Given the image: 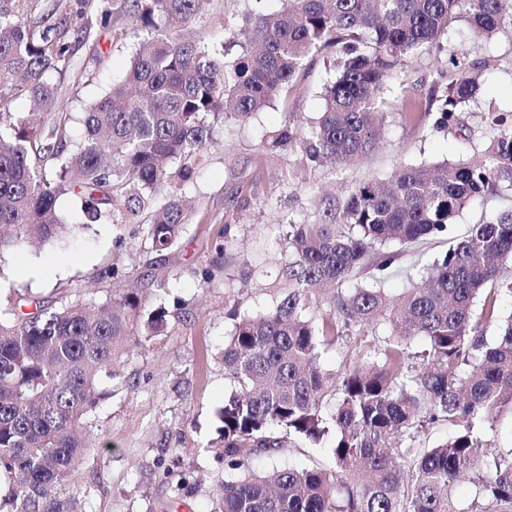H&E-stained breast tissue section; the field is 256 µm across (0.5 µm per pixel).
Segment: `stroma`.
Here are the masks:
<instances>
[{"label": "stroma", "instance_id": "35a3bbf8", "mask_svg": "<svg viewBox=\"0 0 512 512\" xmlns=\"http://www.w3.org/2000/svg\"><path fill=\"white\" fill-rule=\"evenodd\" d=\"M280 6V0H205L187 34L206 41L226 37L246 15ZM70 13L74 24L94 22L89 37L75 46L73 67L52 78L77 139L82 112L122 78L143 33L119 14L98 22L99 0H71ZM446 41L397 70L386 96L383 142L352 166H314L299 151L264 147L283 123L303 129L320 116L324 88L337 73L335 53L325 51L307 59L287 101H274L247 122L229 119L216 126L206 160L184 190L195 210L175 248L146 254L135 224L79 227L71 197L63 196L57 210L72 224L70 234L39 248L21 246L0 259V310L18 293L57 305L79 298L99 304L132 287L145 307L162 304L169 311L168 334L125 357L123 383L113 384L111 395L85 420L98 444L77 486L85 512H211L226 477L215 444L216 412L232 385L222 361L234 324L229 312L236 307L256 315L285 297L289 223L317 221L352 183L388 178L405 165L467 159L493 136L491 116L512 114V32L503 30L470 56L482 74L481 94L462 108L456 124L435 127L439 100L433 90L448 81V45L470 41L466 22H454ZM509 206L507 194L471 201L447 234L402 253L384 283L387 291H401L408 270L443 256L449 239ZM114 266L121 273L117 281L108 275ZM206 269L212 272L207 282ZM327 461L323 449L300 447L250 457L245 468L263 473Z\"/></svg>", "mask_w": 512, "mask_h": 512}]
</instances>
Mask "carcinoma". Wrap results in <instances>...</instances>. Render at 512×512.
I'll use <instances>...</instances> for the list:
<instances>
[{
  "mask_svg": "<svg viewBox=\"0 0 512 512\" xmlns=\"http://www.w3.org/2000/svg\"><path fill=\"white\" fill-rule=\"evenodd\" d=\"M203 0H103L101 18L125 12L147 31L120 81L84 112L73 139L70 113L52 74L72 65L88 29L70 14L31 23L0 8V258L26 243L67 231L56 203L71 195L84 224H141L151 253L174 248L192 210L184 186L213 144L215 123L246 121L287 97L305 61L333 50L337 75L318 120L288 125L265 139L270 150L297 147L315 164L345 165L382 138V95L396 69L439 43L466 19L469 47L448 51L459 68L478 45L512 30V0H282L249 14L233 36L241 52L189 41L184 29ZM163 27L164 33L153 30ZM481 74L448 81L442 120L476 99ZM28 98L31 112L10 109ZM497 126L473 156L433 167L406 166L384 184L359 183L319 223L288 224V294L266 312L236 315L224 342L233 383L218 410L219 456L244 467L245 454L274 455L297 440L326 448L329 464L274 468L224 481L214 512H512V449L489 456L479 425L512 408V315L493 340L474 320H498L497 297L512 294L500 264L512 261V209L475 224L392 296L348 286L366 271L383 283L399 252L448 230L472 199L512 188V125ZM326 307L309 317V304ZM0 320V475L13 482L0 512H83L75 486L92 444L78 430L122 377L120 359L167 328L168 310L144 312L135 291L100 305L60 306L18 295ZM384 323V340L349 356L339 374L324 370L325 350ZM421 338V349L409 351ZM458 431L413 448L428 425ZM466 476L482 502L460 506L453 489Z\"/></svg>",
  "mask_w": 512,
  "mask_h": 512,
  "instance_id": "carcinoma-1",
  "label": "carcinoma"
}]
</instances>
